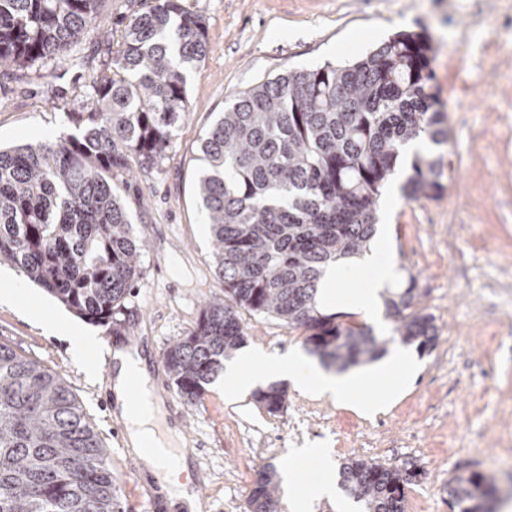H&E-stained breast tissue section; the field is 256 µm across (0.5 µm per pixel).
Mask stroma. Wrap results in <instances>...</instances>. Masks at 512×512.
<instances>
[{
  "label": "stroma",
  "mask_w": 512,
  "mask_h": 512,
  "mask_svg": "<svg viewBox=\"0 0 512 512\" xmlns=\"http://www.w3.org/2000/svg\"><path fill=\"white\" fill-rule=\"evenodd\" d=\"M205 21L207 54L186 75L189 110L158 172L129 178L124 194L134 229L148 247L142 276L129 296L124 333L142 337L151 381L181 406L180 442L193 448L206 476L199 512H242L261 469L283 471L294 449L320 444L335 463L350 458L417 465L406 512H450L445 487L463 470L490 472L498 502L512 503V0H185ZM136 0H105L102 37L79 47L93 73L123 34L117 20ZM399 32L422 33L436 52L433 85L448 114V167L441 197H397L385 222L390 252L414 274L439 340L418 355L412 385L383 411L361 414L327 395L288 388V404L267 413L253 396L226 402L208 385L196 403L177 394L163 354L194 326L204 303L220 293L212 239L202 220L196 183L199 140L227 103L258 83L293 69L345 65ZM72 75L66 95L51 101L43 81L0 76V147L78 135L67 112L77 104ZM0 340L67 380L110 450L123 512H144L142 467L120 434L107 388L110 358L94 353L95 377L72 358L68 341L26 317L58 315L109 343L117 338L88 322L8 265L0 289ZM246 347L308 355L302 331L274 318L245 316ZM456 454H449V445Z\"/></svg>",
  "instance_id": "obj_1"
}]
</instances>
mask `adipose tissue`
Listing matches in <instances>:
<instances>
[{"label": "adipose tissue", "mask_w": 512, "mask_h": 512, "mask_svg": "<svg viewBox=\"0 0 512 512\" xmlns=\"http://www.w3.org/2000/svg\"><path fill=\"white\" fill-rule=\"evenodd\" d=\"M383 239H375L371 252L347 257L329 265L321 278L318 301L326 308L343 307L363 314L375 326H382L384 300L393 285L395 258L383 255ZM114 362L110 389L115 395L121 418L129 423L127 437L137 448L145 470L162 479L170 505L194 508L195 501L187 486L177 484L175 472L187 470L184 462L169 463L165 450L169 441L154 429L161 406L149 396L133 399L129 388L133 382H148L145 361L138 349L108 348ZM417 360L404 349L393 354L374 369L362 374H330L310 365L296 355L271 356L260 352L248 353L241 365L224 374V393L235 396L248 392L262 383L265 375L273 374L293 381L299 387L335 397L342 404L364 414L383 410L388 400L398 397L408 387L418 371ZM297 466L288 468L283 476L288 489L290 512H310L311 504L320 498L333 496L336 491L335 466L326 449L299 448L295 451ZM316 461L319 469L310 482H303L299 466Z\"/></svg>", "instance_id": "ef3b65f1"}]
</instances>
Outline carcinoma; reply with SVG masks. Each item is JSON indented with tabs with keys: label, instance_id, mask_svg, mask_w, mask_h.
<instances>
[{
	"label": "carcinoma",
	"instance_id": "1",
	"mask_svg": "<svg viewBox=\"0 0 512 512\" xmlns=\"http://www.w3.org/2000/svg\"><path fill=\"white\" fill-rule=\"evenodd\" d=\"M101 0H0V75L81 79L75 46L99 29ZM123 16L122 42L85 85L89 107L70 112L81 137L0 150V265L16 268L70 311L114 330L141 274L146 240L135 234L121 190L131 165L149 172L171 151L189 111L185 72L207 53L202 18L183 0H141ZM434 49L400 33L347 65L326 63L264 81L224 107L201 138L197 195L223 294L164 354L177 392L192 403L247 341L241 311L307 333L305 343L339 370L379 358L390 339L319 310L324 269L369 249L383 185L404 148L448 144L447 113L432 91ZM445 153H415L409 200L445 190ZM417 278L386 299L393 336L425 353L434 318L417 310ZM255 401L274 414L288 391L271 384ZM95 432L69 384L0 342V512H122ZM422 475L379 460L350 459L341 488L363 512H405ZM275 470L260 472L246 512H279ZM451 512H493L498 488L485 472L448 480Z\"/></svg>",
	"mask_w": 512,
	"mask_h": 512
}]
</instances>
